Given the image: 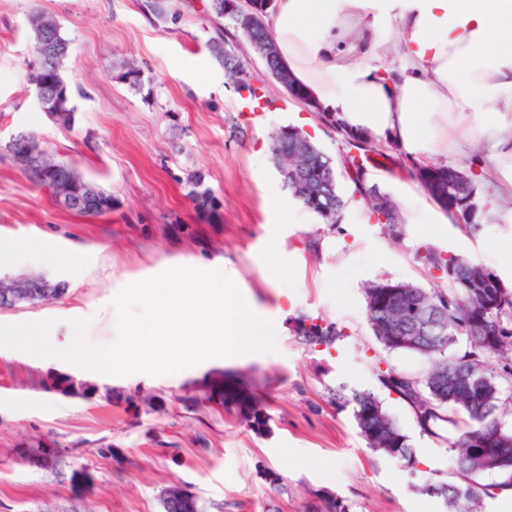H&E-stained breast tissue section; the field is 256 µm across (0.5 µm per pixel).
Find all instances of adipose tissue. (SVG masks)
I'll return each instance as SVG.
<instances>
[{"label":"adipose tissue","instance_id":"obj_1","mask_svg":"<svg viewBox=\"0 0 512 512\" xmlns=\"http://www.w3.org/2000/svg\"><path fill=\"white\" fill-rule=\"evenodd\" d=\"M267 24L295 80L347 128L415 163L482 142L512 194V0H275ZM397 50L395 74L380 60Z\"/></svg>","mask_w":512,"mask_h":512}]
</instances>
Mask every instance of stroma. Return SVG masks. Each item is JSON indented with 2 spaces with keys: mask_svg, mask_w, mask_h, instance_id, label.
Segmentation results:
<instances>
[{
  "mask_svg": "<svg viewBox=\"0 0 512 512\" xmlns=\"http://www.w3.org/2000/svg\"><path fill=\"white\" fill-rule=\"evenodd\" d=\"M170 3L173 20L146 16L142 0H0V246L9 253L0 275L66 286L52 302L0 309V324L51 319L63 343L72 322L84 320L91 340L107 344L117 337L112 300L125 285L173 266L221 265L274 323L277 349L195 374H103L83 379L71 395L43 387L53 366L1 349L0 512H164L163 496L175 484L201 512H329L332 499L348 512H446L422 487L431 471L453 470L447 425L421 429L410 405L378 380L380 368L420 375L429 362L382 347L366 319L363 287L447 288L416 259L427 247L500 271L512 263L495 248L512 239V208L495 181L481 177L477 234L452 225L432 238L406 224L393 236L368 220L354 195L342 137L273 83L255 57L246 66L270 103L261 116L243 112L208 49L209 0ZM36 10L53 15L71 42L65 76L75 111L67 128L41 110L30 82L36 56L28 17ZM127 58L140 69L138 85L123 76ZM290 124L332 158L347 202L341 223L313 215L291 224L271 208L273 196L288 192L271 135ZM21 131L110 193L111 213L58 209L7 150ZM375 145L385 166L367 167V184L434 207L404 151L383 138ZM191 175L218 199L214 215H201L187 197ZM42 248H76L80 259L43 264L35 257ZM272 265L279 280L267 278ZM303 317L335 324L340 338L306 344L295 331ZM217 379L254 398L269 418L264 431L207 400ZM339 387L373 392L407 435L410 456L371 451L350 410L331 403Z\"/></svg>",
  "mask_w": 512,
  "mask_h": 512,
  "instance_id": "1",
  "label": "stroma"
}]
</instances>
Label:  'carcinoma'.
<instances>
[{
  "label": "carcinoma",
  "instance_id": "cac0c4a2",
  "mask_svg": "<svg viewBox=\"0 0 512 512\" xmlns=\"http://www.w3.org/2000/svg\"><path fill=\"white\" fill-rule=\"evenodd\" d=\"M271 0H251L243 7L238 0H210L209 21L217 24L216 36L209 50L224 67L225 75L236 85L242 47L253 46L273 36L266 23ZM34 51L39 65L32 78L34 95L45 96L43 111L59 124L72 123L71 96L64 77L70 41L62 35L58 21L44 12H34L28 19ZM275 83L288 94L313 106L303 87L297 84L279 53L262 58ZM325 125L343 140L366 152L374 150V139L346 131L336 115L319 113ZM297 128L284 126L272 136V154L284 185L325 224L340 221L346 201L341 195L333 165L323 157L317 167L292 156ZM14 163L38 187L55 197L52 185L37 177L33 160L43 153L41 144L29 133L9 142ZM55 176L74 192V203L66 211L96 218L112 213L114 199L96 185L83 179L72 167L56 163ZM417 177L429 195L465 232L479 228L477 212V174L446 164H420ZM354 193L370 213L384 216L394 227L402 223L392 197L379 186L365 182L362 169L351 177ZM188 193L196 210L211 214L216 200L201 180L188 179ZM418 259L430 269L448 276L450 288L426 289L413 283H371L364 288L366 316L373 335L389 351H409L432 362L429 370L414 376L394 368L380 371L384 388L405 399L412 406L425 430L444 422L453 428L448 448L454 453V468L465 476L462 483L443 481L434 476L422 491L443 500L448 512H478L486 497L485 485L476 481L484 473H495L502 484L512 486V429L502 418L512 415V289L485 265L454 253L443 254L427 248ZM298 334L312 344L328 345L341 336L334 325H300ZM465 338L463 354L448 349ZM47 388L70 394L80 384L68 374H55ZM336 405L351 408L359 434L369 448L391 456L407 455L408 436L385 411L382 402L369 391L342 390L333 393ZM241 417L255 431H263L268 417L252 401L238 406Z\"/></svg>",
  "mask_w": 512,
  "mask_h": 512
}]
</instances>
